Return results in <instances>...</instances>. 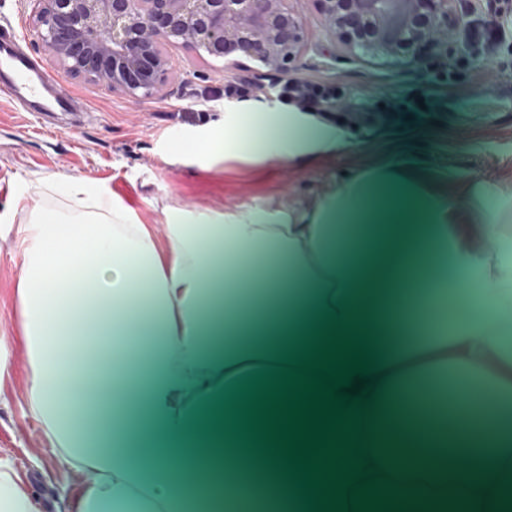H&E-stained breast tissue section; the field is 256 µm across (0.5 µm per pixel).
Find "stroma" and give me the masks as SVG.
I'll return each mask as SVG.
<instances>
[{"instance_id":"obj_1","label":"stroma","mask_w":512,"mask_h":512,"mask_svg":"<svg viewBox=\"0 0 512 512\" xmlns=\"http://www.w3.org/2000/svg\"><path fill=\"white\" fill-rule=\"evenodd\" d=\"M308 43L297 62L301 76L315 85L344 83L358 94V109L331 113L351 146L335 159L289 171L277 162L236 161L206 169L183 154L193 143L223 130L231 116L244 117L255 136L272 112L257 98L224 95L226 87L258 79L263 67L241 59L229 72L223 60L182 44L167 52L176 73L160 98L134 99L93 85L60 65L33 33L27 0H0V30L14 32L39 64L88 105L90 115H58L42 126L34 113L0 97V330L10 327L18 267L3 241L26 213L17 199L44 198L42 180L76 175L91 185H108L135 209L143 223L162 221V204L238 211L262 205L305 209L337 190L370 154L431 163L452 178L454 188L481 184L512 208V25L502 47L482 59L466 58L443 70L430 59L409 66L342 60L323 65L319 50L331 43L314 5L303 15ZM26 366L14 351L0 367V458L12 464L20 486L40 512H64L63 489L83 485L67 470L55 448L25 409ZM156 435L149 404L128 426V463L138 479L152 475L146 452Z\"/></svg>"}]
</instances>
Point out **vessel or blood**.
<instances>
[{"instance_id": "1", "label": "vessel or blood", "mask_w": 512, "mask_h": 512, "mask_svg": "<svg viewBox=\"0 0 512 512\" xmlns=\"http://www.w3.org/2000/svg\"><path fill=\"white\" fill-rule=\"evenodd\" d=\"M0 95L41 113H70L78 107L74 93L7 32H0Z\"/></svg>"}]
</instances>
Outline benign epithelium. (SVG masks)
I'll return each instance as SVG.
<instances>
[{"label": "benign epithelium", "instance_id": "benign-epithelium-1", "mask_svg": "<svg viewBox=\"0 0 512 512\" xmlns=\"http://www.w3.org/2000/svg\"><path fill=\"white\" fill-rule=\"evenodd\" d=\"M33 30L69 71L129 97L164 93L173 73L165 47L202 49L233 69L237 57L260 61L265 99L300 106L307 83L296 60L306 43L299 0H28ZM341 56L410 65L431 53L443 65L478 55L471 21L453 0H311ZM347 92L326 109L350 112Z\"/></svg>", "mask_w": 512, "mask_h": 512}]
</instances>
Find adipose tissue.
I'll list each match as a JSON object with an SVG mask.
<instances>
[{
    "label": "adipose tissue",
    "mask_w": 512,
    "mask_h": 512,
    "mask_svg": "<svg viewBox=\"0 0 512 512\" xmlns=\"http://www.w3.org/2000/svg\"><path fill=\"white\" fill-rule=\"evenodd\" d=\"M340 127L292 112L257 145L233 128L204 163L256 150L288 168L344 152ZM78 201L28 207L0 361L23 346L29 415L64 466L92 471L67 512H301L279 470L214 429L219 399L274 367L324 313L366 322L363 467L404 512H512V225L400 159L369 160L316 207L166 204L142 223L104 185L45 178ZM477 227L457 221L471 205ZM484 242L475 248L471 232ZM162 479L126 467V418L158 378Z\"/></svg>",
    "instance_id": "1"
}]
</instances>
